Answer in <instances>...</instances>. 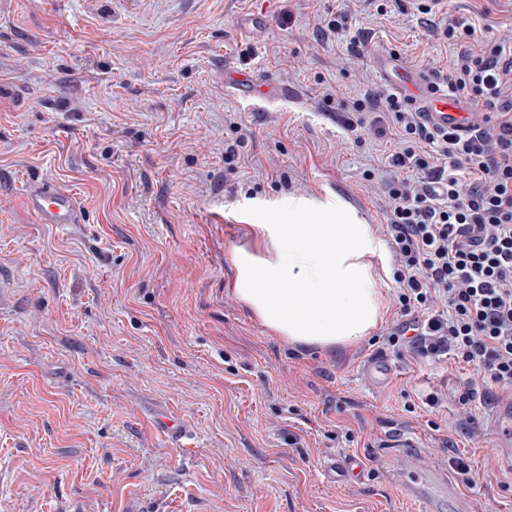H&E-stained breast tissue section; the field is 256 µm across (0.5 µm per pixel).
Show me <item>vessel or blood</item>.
<instances>
[{
	"instance_id": "vessel-or-blood-1",
	"label": "vessel or blood",
	"mask_w": 512,
	"mask_h": 512,
	"mask_svg": "<svg viewBox=\"0 0 512 512\" xmlns=\"http://www.w3.org/2000/svg\"><path fill=\"white\" fill-rule=\"evenodd\" d=\"M373 65L381 80L398 85L409 102L423 112L427 123L438 129L466 130L473 121L470 102L460 96L436 89L419 73L407 66L402 55L394 50L377 52ZM227 84L238 95L250 99L266 98V80L246 72H233ZM28 211L41 224H78L82 221V206L71 192L45 180L31 183L25 192ZM496 416L500 428L502 447L512 446V399L500 401ZM398 447L404 448L403 465L396 473L397 481L421 500L424 512H435L438 504L450 497L448 477L439 469L426 465L422 456L411 452L409 439H398ZM329 476L348 480L363 477L361 462L354 457L333 460L326 464Z\"/></svg>"
}]
</instances>
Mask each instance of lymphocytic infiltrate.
<instances>
[{
  "mask_svg": "<svg viewBox=\"0 0 512 512\" xmlns=\"http://www.w3.org/2000/svg\"><path fill=\"white\" fill-rule=\"evenodd\" d=\"M458 50L443 85L480 102L468 131L432 128L391 86L356 100L343 129H397L388 174H367L388 206L380 227L396 266L404 313L422 312L420 354L453 356L512 387V41L446 24Z\"/></svg>",
  "mask_w": 512,
  "mask_h": 512,
  "instance_id": "lymphocytic-infiltrate-1",
  "label": "lymphocytic infiltrate"
}]
</instances>
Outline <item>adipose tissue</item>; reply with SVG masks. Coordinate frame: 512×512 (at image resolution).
Returning a JSON list of instances; mask_svg holds the SVG:
<instances>
[{
  "mask_svg": "<svg viewBox=\"0 0 512 512\" xmlns=\"http://www.w3.org/2000/svg\"><path fill=\"white\" fill-rule=\"evenodd\" d=\"M252 243L235 249L234 296L272 335L323 352L361 340L382 313L373 258L385 249L370 225L349 210L299 222L256 224Z\"/></svg>",
  "mask_w": 512,
  "mask_h": 512,
  "instance_id": "1",
  "label": "adipose tissue"
}]
</instances>
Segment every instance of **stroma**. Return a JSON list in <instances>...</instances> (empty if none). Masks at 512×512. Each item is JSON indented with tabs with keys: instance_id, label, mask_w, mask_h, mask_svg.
Returning <instances> with one entry per match:
<instances>
[{
	"instance_id": "obj_1",
	"label": "stroma",
	"mask_w": 512,
	"mask_h": 512,
	"mask_svg": "<svg viewBox=\"0 0 512 512\" xmlns=\"http://www.w3.org/2000/svg\"><path fill=\"white\" fill-rule=\"evenodd\" d=\"M418 5L361 0L326 37L343 0H0V512H418L393 479L398 432L469 465L443 512H512L495 450L512 391L488 383L462 424L477 372L388 345L392 276L377 326L333 352L271 335L229 292L258 220L308 201L384 223L364 175L398 134L357 138L338 113L376 82L372 51L447 68L455 47ZM251 14L266 27L243 30ZM439 14L512 41V0ZM354 37L363 64L341 69ZM229 66L288 94L251 103ZM30 179L75 193L83 223H38ZM379 354L393 372L375 387ZM345 456L361 482L328 478Z\"/></svg>"
}]
</instances>
